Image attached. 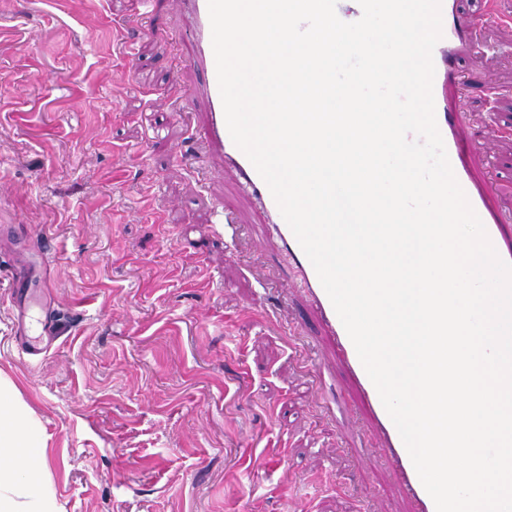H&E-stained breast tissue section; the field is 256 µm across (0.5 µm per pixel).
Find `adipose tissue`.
I'll use <instances>...</instances> for the list:
<instances>
[{
	"label": "adipose tissue",
	"instance_id": "obj_1",
	"mask_svg": "<svg viewBox=\"0 0 512 512\" xmlns=\"http://www.w3.org/2000/svg\"><path fill=\"white\" fill-rule=\"evenodd\" d=\"M0 512H58L47 470V445L40 421L0 377Z\"/></svg>",
	"mask_w": 512,
	"mask_h": 512
}]
</instances>
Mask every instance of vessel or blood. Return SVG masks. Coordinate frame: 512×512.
Masks as SVG:
<instances>
[{"mask_svg": "<svg viewBox=\"0 0 512 512\" xmlns=\"http://www.w3.org/2000/svg\"><path fill=\"white\" fill-rule=\"evenodd\" d=\"M168 4L170 11L186 17L189 22L190 62L199 73L192 94L202 99L207 108L203 128L205 142L230 159L231 169L241 189L267 215L280 252L291 261L304 286L310 308L317 313L328 338L344 362L346 372L355 381L362 402L371 410L382 439L381 451L391 463L393 478L408 504V512H436L435 503L424 488L399 432L368 377L313 265L282 217L268 186L231 139L217 81L208 0H168ZM441 14L442 38L435 46L432 58L436 77L447 80L451 77L448 47L464 38L466 31L459 22V0H441ZM435 117L458 183L482 221L499 257L512 263V239L503 235L495 209L497 184L492 180L478 182L473 179L468 169V159L475 151L476 144L471 140L461 141L454 134L455 127L464 119L463 114L446 111L439 104L435 107Z\"/></svg>", "mask_w": 512, "mask_h": 512, "instance_id": "1", "label": "vessel or blood"}]
</instances>
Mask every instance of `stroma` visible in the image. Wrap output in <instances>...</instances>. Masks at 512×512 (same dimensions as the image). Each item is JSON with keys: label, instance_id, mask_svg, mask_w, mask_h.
I'll return each mask as SVG.
<instances>
[{"label": "stroma", "instance_id": "1", "mask_svg": "<svg viewBox=\"0 0 512 512\" xmlns=\"http://www.w3.org/2000/svg\"><path fill=\"white\" fill-rule=\"evenodd\" d=\"M462 2L453 101L498 120L477 168L512 234V25ZM187 48L162 2L0 0V226L23 230L0 238V374L41 422L57 506L405 512L357 450L378 443L371 419L264 214L200 138ZM47 238L58 335L32 362L6 285Z\"/></svg>", "mask_w": 512, "mask_h": 512}]
</instances>
